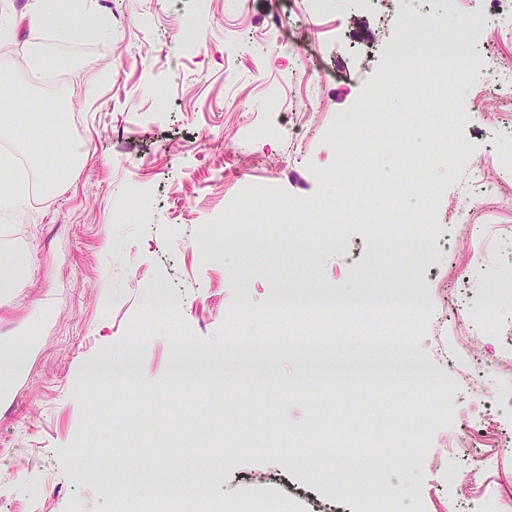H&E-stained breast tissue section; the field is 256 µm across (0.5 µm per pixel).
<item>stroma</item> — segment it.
I'll return each mask as SVG.
<instances>
[{
	"label": "stroma",
	"instance_id": "35a3bbf8",
	"mask_svg": "<svg viewBox=\"0 0 512 512\" xmlns=\"http://www.w3.org/2000/svg\"><path fill=\"white\" fill-rule=\"evenodd\" d=\"M85 2L104 31L0 23V60L25 68L38 43L65 60L23 93L67 107L85 153L0 206V266L30 263L0 295V346L24 354L0 397V512H112L116 486L135 506L301 512L286 483L355 512L345 489L371 481L461 512L453 440L493 454L495 512H512V420L479 437L471 396L476 378L512 390L495 368L512 349V109L483 75L449 86L450 157L425 87L460 50L511 60L512 6L487 26L449 22L445 0H332L274 41L309 0ZM398 48L413 63L380 110L413 113L404 149L377 133L340 150L337 112ZM411 148L448 218L434 232L387 198ZM484 160L503 198L455 217ZM219 425L226 446L192 447Z\"/></svg>",
	"mask_w": 512,
	"mask_h": 512
}]
</instances>
